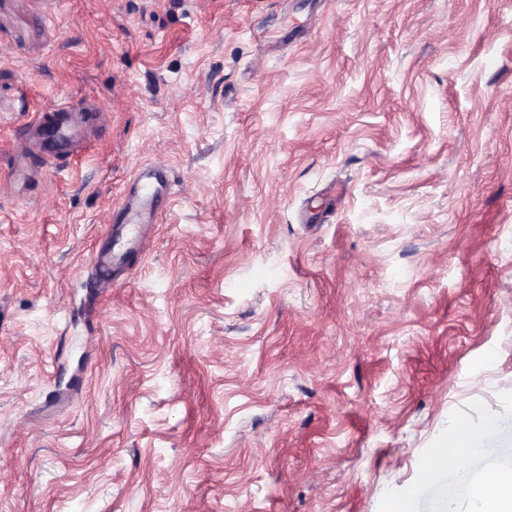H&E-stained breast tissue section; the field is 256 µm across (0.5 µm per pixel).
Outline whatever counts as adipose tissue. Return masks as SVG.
<instances>
[{
    "label": "adipose tissue",
    "mask_w": 512,
    "mask_h": 512,
    "mask_svg": "<svg viewBox=\"0 0 512 512\" xmlns=\"http://www.w3.org/2000/svg\"><path fill=\"white\" fill-rule=\"evenodd\" d=\"M504 432L500 418L490 411L477 425L449 420L446 438L429 453L425 479L448 470L467 474L477 457L494 458L498 464L485 478L471 481L465 494L450 498L447 512H512V449L505 446Z\"/></svg>",
    "instance_id": "obj_1"
}]
</instances>
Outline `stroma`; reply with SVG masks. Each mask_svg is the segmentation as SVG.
Instances as JSON below:
<instances>
[{
  "label": "stroma",
  "instance_id": "1",
  "mask_svg": "<svg viewBox=\"0 0 512 512\" xmlns=\"http://www.w3.org/2000/svg\"><path fill=\"white\" fill-rule=\"evenodd\" d=\"M51 102L87 146L16 177ZM151 161L158 223H110ZM488 411L512 0H0V512H441ZM120 263V260H112L106 258L105 256L97 253L90 264L91 268V279L94 284L93 288H96L97 292L105 293L108 292L112 288V284L114 283L113 277H104L102 276L99 271L108 265Z\"/></svg>",
  "mask_w": 512,
  "mask_h": 512
}]
</instances>
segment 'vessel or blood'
Masks as SVG:
<instances>
[{
    "instance_id": "vessel-or-blood-1",
    "label": "vessel or blood",
    "mask_w": 512,
    "mask_h": 512,
    "mask_svg": "<svg viewBox=\"0 0 512 512\" xmlns=\"http://www.w3.org/2000/svg\"><path fill=\"white\" fill-rule=\"evenodd\" d=\"M67 111V106L49 105L45 115L39 116L36 122L39 139L21 136L22 151L36 148L55 157L66 153L71 145L70 132L65 124ZM169 189L164 165L150 163L141 167L129 183L118 207L112 212V220L123 224L156 223L158 204Z\"/></svg>"
}]
</instances>
